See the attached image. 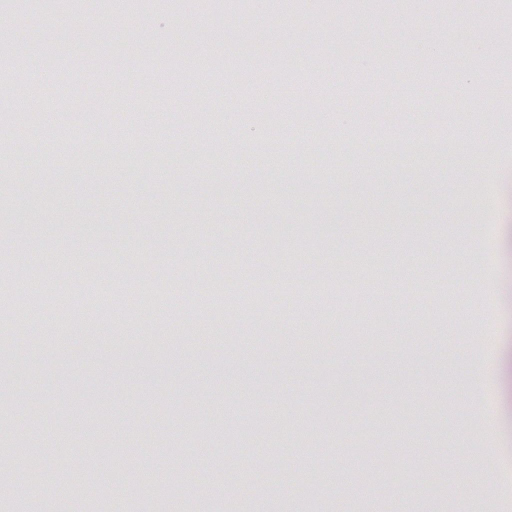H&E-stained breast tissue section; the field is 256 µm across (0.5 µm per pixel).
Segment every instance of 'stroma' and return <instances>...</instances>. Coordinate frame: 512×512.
Masks as SVG:
<instances>
[{"label":"stroma","instance_id":"1","mask_svg":"<svg viewBox=\"0 0 512 512\" xmlns=\"http://www.w3.org/2000/svg\"><path fill=\"white\" fill-rule=\"evenodd\" d=\"M1 16L0 89L54 105L0 100V512H512V0ZM201 30L237 41L172 59Z\"/></svg>","mask_w":512,"mask_h":512}]
</instances>
